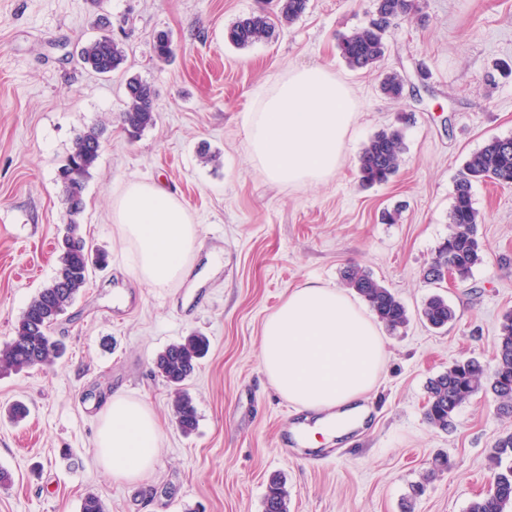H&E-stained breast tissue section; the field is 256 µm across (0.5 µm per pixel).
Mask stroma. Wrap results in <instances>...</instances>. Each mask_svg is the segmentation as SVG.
I'll list each match as a JSON object with an SVG mask.
<instances>
[{"label": "stroma", "instance_id": "1", "mask_svg": "<svg viewBox=\"0 0 512 512\" xmlns=\"http://www.w3.org/2000/svg\"><path fill=\"white\" fill-rule=\"evenodd\" d=\"M271 0H0V344L53 278L67 222L57 170L76 135L106 123L84 194L80 232L108 254L106 268L56 326L65 356L27 373L0 375V512H80L93 494L105 512H262L269 475L282 474L290 512H467L492 480L488 453L502 429L491 395L462 404L442 431L424 417L426 385L456 360L493 366L499 324L512 312V185L475 184L483 260L464 284L423 273L448 236L454 182L467 157L512 135V0H420L386 39L380 71H353L337 49L364 25L373 0H309L268 40L240 49L224 37ZM170 33L174 56L153 54ZM126 60L108 75L83 68L81 44L102 33ZM327 68L359 108L346 162L328 182H268L246 153L242 114L257 88L288 70ZM404 80L401 98L380 72ZM156 91L157 120L129 138L118 115L125 83ZM408 114L406 151L390 182L362 187L368 140ZM132 181L164 187L198 227L200 246L183 281H137L112 222ZM400 210L393 224L384 212ZM370 270L404 303L410 321L382 329L386 363L366 399L364 428L315 453L280 447L302 414L263 373L260 329L289 289L309 281L343 288L349 264ZM455 312L442 330L420 311L430 295ZM210 348L186 389L197 409L191 435L177 428L170 390L153 361L191 333ZM144 401L160 418L155 466L139 482L113 481L93 439L114 393ZM29 408L15 424L4 409ZM451 466L431 474L433 459ZM423 484L421 495L412 488Z\"/></svg>", "mask_w": 512, "mask_h": 512}]
</instances>
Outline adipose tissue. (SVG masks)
<instances>
[{
  "label": "adipose tissue",
  "instance_id": "1",
  "mask_svg": "<svg viewBox=\"0 0 512 512\" xmlns=\"http://www.w3.org/2000/svg\"><path fill=\"white\" fill-rule=\"evenodd\" d=\"M358 106L328 69H293L258 88L243 115L245 149L264 178L300 187L327 182L343 167ZM112 222L141 283L164 288L187 274L198 231L179 200L156 184L128 183ZM262 369L277 394L301 410L323 414L317 432L341 435L363 415L365 396L386 361L372 317L343 291L309 282L289 290L260 333ZM157 415L143 401L113 395L94 439L100 467L117 482L141 480L155 465Z\"/></svg>",
  "mask_w": 512,
  "mask_h": 512
}]
</instances>
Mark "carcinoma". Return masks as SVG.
Segmentation results:
<instances>
[{
	"label": "carcinoma",
	"instance_id": "obj_1",
	"mask_svg": "<svg viewBox=\"0 0 512 512\" xmlns=\"http://www.w3.org/2000/svg\"><path fill=\"white\" fill-rule=\"evenodd\" d=\"M309 0H277V11L251 14L235 22L225 38L237 48H247L273 36L276 26L290 24L307 9ZM417 9V0H374V15L381 20L366 24L338 43L341 59L352 70L377 67L386 49V36L401 20ZM175 46L169 34L159 33L153 53L160 61L169 59ZM81 64L99 74L118 69L125 59L123 44L110 35L87 40L78 51ZM403 81L396 73L386 75L382 92L392 98L403 94ZM127 102L120 122L131 137L138 136L156 122V92L152 85L131 77L126 83ZM106 126H92L79 133L65 163L58 170L68 216L60 244L59 265L51 282L31 299L19 316L13 338L0 346V373L21 372L45 365L65 353L64 342L54 336V326L76 296L87 286L96 266L106 264V254L91 250L79 233V217L84 210V190L91 171L96 167ZM405 153L403 130L390 127L376 133L358 156V176L366 186L388 182L400 169ZM495 180L512 183V136L487 141L464 162L455 180L453 204L449 214L448 238L438 247L424 273L431 283L451 276L464 283L473 267L482 260L478 239L479 213L474 208L473 184ZM347 287L354 290L386 327L396 330L409 321L404 304L389 288L358 266L343 271ZM422 317L433 328H443L455 319L446 299L433 295L425 302ZM209 349L207 337L192 334L172 343L154 359L156 373L163 378L172 394V415L185 435L197 425L192 398L185 390L186 381L195 372L199 360ZM484 391L499 402L501 414L512 417V313L504 315L499 326L494 373L486 372L476 358L456 361L430 379L425 418L434 427L446 431L453 425L459 406ZM496 489L476 500L469 512H505L512 506V428L506 427L497 437L489 455ZM263 512H289V493L283 478L272 475L263 497Z\"/></svg>",
	"mask_w": 512,
	"mask_h": 512
}]
</instances>
